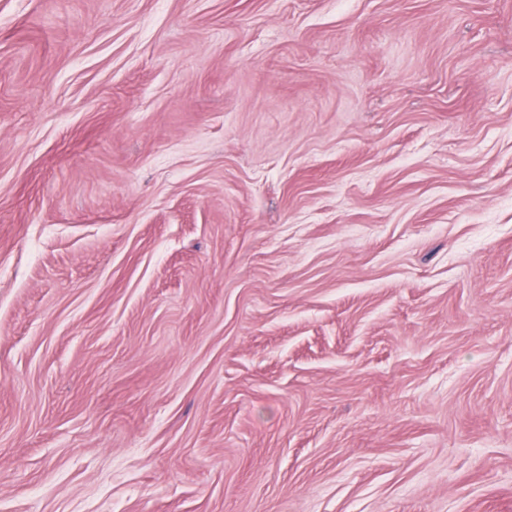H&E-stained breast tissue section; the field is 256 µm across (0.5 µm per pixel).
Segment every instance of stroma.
I'll return each mask as SVG.
<instances>
[{
  "label": "stroma",
  "mask_w": 512,
  "mask_h": 512,
  "mask_svg": "<svg viewBox=\"0 0 512 512\" xmlns=\"http://www.w3.org/2000/svg\"><path fill=\"white\" fill-rule=\"evenodd\" d=\"M0 512H512V0H0Z\"/></svg>",
  "instance_id": "1"
}]
</instances>
